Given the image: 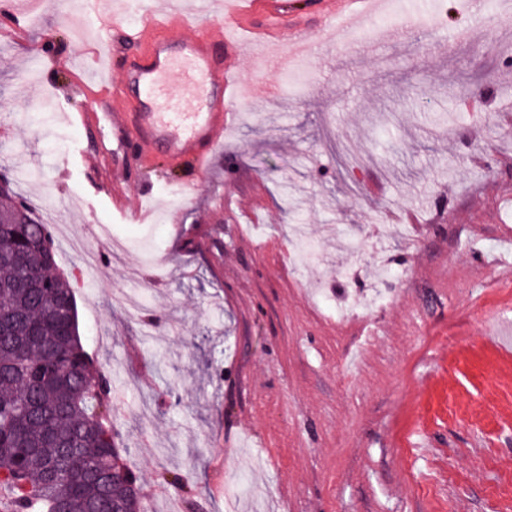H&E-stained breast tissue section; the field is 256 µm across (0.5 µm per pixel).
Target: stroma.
Masks as SVG:
<instances>
[{
	"mask_svg": "<svg viewBox=\"0 0 512 512\" xmlns=\"http://www.w3.org/2000/svg\"><path fill=\"white\" fill-rule=\"evenodd\" d=\"M81 21L32 0L0 34V178L84 279L146 507L512 512V12L389 0L286 70L243 47L248 104L208 177L155 158L118 209L96 131L67 122L95 65ZM46 47L68 68L43 72Z\"/></svg>",
	"mask_w": 512,
	"mask_h": 512,
	"instance_id": "35a3bbf8",
	"label": "stroma"
}]
</instances>
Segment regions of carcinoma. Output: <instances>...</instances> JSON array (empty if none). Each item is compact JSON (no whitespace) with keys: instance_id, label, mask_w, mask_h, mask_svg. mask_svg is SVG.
Masks as SVG:
<instances>
[{"instance_id":"1","label":"carcinoma","mask_w":512,"mask_h":512,"mask_svg":"<svg viewBox=\"0 0 512 512\" xmlns=\"http://www.w3.org/2000/svg\"><path fill=\"white\" fill-rule=\"evenodd\" d=\"M14 198L0 196L17 220L0 224L3 512H142L139 478L105 415L112 386L93 374L79 334L74 285L46 260L47 225L15 211Z\"/></svg>"}]
</instances>
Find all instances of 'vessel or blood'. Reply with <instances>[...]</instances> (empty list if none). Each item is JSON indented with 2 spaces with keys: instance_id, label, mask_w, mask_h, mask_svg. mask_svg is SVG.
<instances>
[{
  "instance_id": "b4317fda",
  "label": "vessel or blood",
  "mask_w": 512,
  "mask_h": 512,
  "mask_svg": "<svg viewBox=\"0 0 512 512\" xmlns=\"http://www.w3.org/2000/svg\"><path fill=\"white\" fill-rule=\"evenodd\" d=\"M92 2L100 59L111 58L106 36L112 30L122 31L140 55L139 61L121 65L120 79L109 82L105 93L86 92L89 106L76 114L77 126L103 132L97 153L100 161L113 165L105 193L115 201L125 194L133 166L158 153L175 164L191 161L199 177L207 176L210 155L242 100L240 77L229 64L242 44L278 43L280 67L313 49L306 28L289 24L287 0H224L214 16L183 11L180 0H167L164 11L156 9L154 0H140L135 22L129 12L114 11L110 0ZM381 2L337 0L326 11L321 35L341 38L360 6ZM23 22L21 0H0V29H18ZM175 23L191 27V34L173 37ZM174 44L181 46L182 56L171 54Z\"/></svg>"
}]
</instances>
